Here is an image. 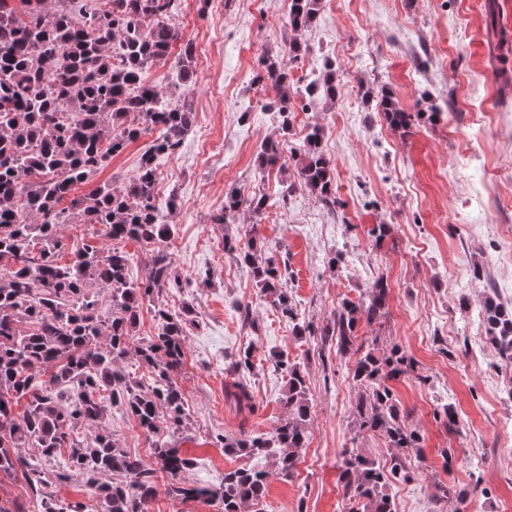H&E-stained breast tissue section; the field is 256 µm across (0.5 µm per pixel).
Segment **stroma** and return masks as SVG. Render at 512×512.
<instances>
[{"label":"stroma","instance_id":"obj_1","mask_svg":"<svg viewBox=\"0 0 512 512\" xmlns=\"http://www.w3.org/2000/svg\"><path fill=\"white\" fill-rule=\"evenodd\" d=\"M512 38V0H320L315 22L296 33L285 0H184L174 20L196 49L197 84L188 101L195 123L172 162L162 163L158 194L177 196L168 251L182 280L162 301L190 307L196 321L174 379L190 419L177 445L194 461L181 483L221 484L225 471H269L258 512H341L344 453L358 446L385 461L380 435H356L359 388L352 360L322 330L344 298L376 280L390 287L388 313L361 325L378 350L399 346L414 372L391 381L409 425L422 437L410 454L411 480H391L395 512H512V367L505 366L477 319L486 297L512 296V267L497 252L512 245V69L488 49L487 26ZM306 51L290 60L291 41ZM289 60L294 78L335 71V102L304 108L295 95L289 129L267 108L273 88L255 82L258 59ZM388 91L414 112L438 107L440 120L392 130L375 92ZM335 165V210L298 183L297 167L312 125ZM283 141L285 170L259 173L255 157L270 138ZM236 190L276 198V207L214 223L224 195ZM390 225L383 240L372 229ZM256 239L262 254L288 265L286 282L310 333L297 336L262 297L251 268L225 252V237ZM253 367H235L243 351ZM288 355L306 375L311 415L307 445L292 479L274 475L273 459L230 453L216 435H270L285 416ZM246 383L256 404L241 422L224 404V387ZM453 404L448 430L434 414ZM106 427L131 455L150 460L151 443L129 416L109 413ZM440 485L469 489L466 500L440 498Z\"/></svg>","mask_w":512,"mask_h":512}]
</instances>
